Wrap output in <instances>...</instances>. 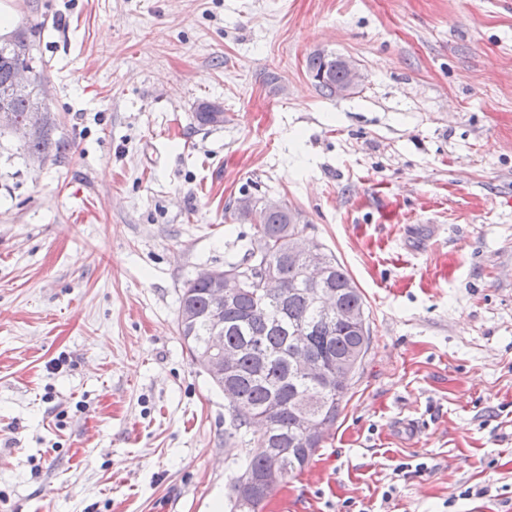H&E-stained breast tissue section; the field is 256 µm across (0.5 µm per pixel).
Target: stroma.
Masks as SVG:
<instances>
[{
  "mask_svg": "<svg viewBox=\"0 0 512 512\" xmlns=\"http://www.w3.org/2000/svg\"><path fill=\"white\" fill-rule=\"evenodd\" d=\"M0 1L62 145L0 134V512H228L246 450L177 322L247 196L300 213L370 336L264 512H512V0ZM339 61L336 55L320 52L310 55L307 59V70L314 86L324 97H334V89L336 96H346L357 88L361 80V74L353 60L340 56Z\"/></svg>",
  "mask_w": 512,
  "mask_h": 512,
  "instance_id": "stroma-1",
  "label": "stroma"
}]
</instances>
